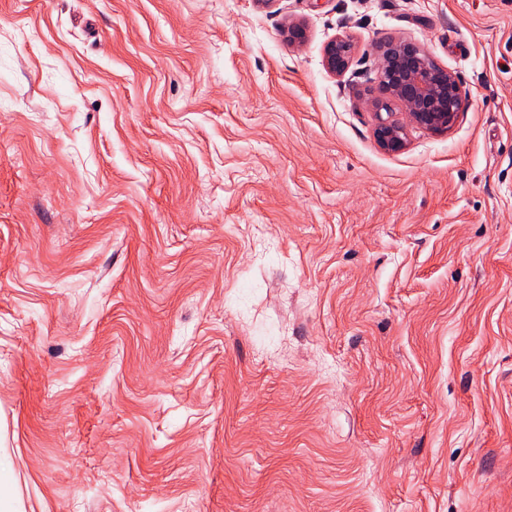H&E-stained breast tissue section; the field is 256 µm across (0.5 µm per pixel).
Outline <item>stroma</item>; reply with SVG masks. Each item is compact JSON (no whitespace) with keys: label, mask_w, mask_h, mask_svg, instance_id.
Wrapping results in <instances>:
<instances>
[{"label":"stroma","mask_w":512,"mask_h":512,"mask_svg":"<svg viewBox=\"0 0 512 512\" xmlns=\"http://www.w3.org/2000/svg\"><path fill=\"white\" fill-rule=\"evenodd\" d=\"M389 37L465 100L399 153ZM1 462L23 512H512V0H0ZM354 53L353 43L345 37L337 36L328 41L323 49V63L328 72L342 77L348 71Z\"/></svg>","instance_id":"1"}]
</instances>
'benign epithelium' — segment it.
<instances>
[{
    "label": "benign epithelium",
    "instance_id": "obj_1",
    "mask_svg": "<svg viewBox=\"0 0 512 512\" xmlns=\"http://www.w3.org/2000/svg\"><path fill=\"white\" fill-rule=\"evenodd\" d=\"M354 53L353 43L342 36L328 41L323 63L328 72L342 77ZM430 53L420 44L405 39H387L380 45L381 97L372 103L374 134L379 147L388 152L406 148V125L410 122L433 134L448 132L463 111V98L454 74L433 69ZM395 105L406 121L390 111Z\"/></svg>",
    "mask_w": 512,
    "mask_h": 512
}]
</instances>
